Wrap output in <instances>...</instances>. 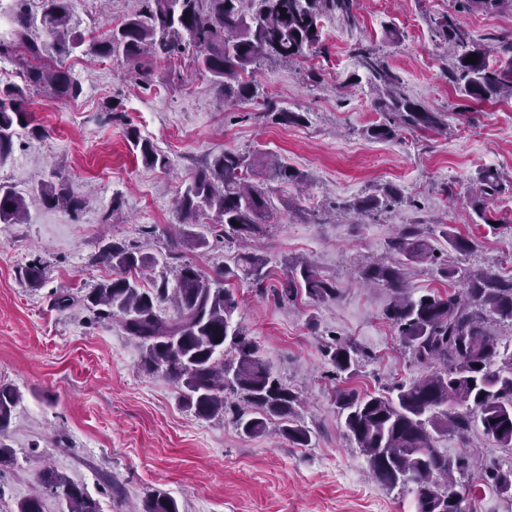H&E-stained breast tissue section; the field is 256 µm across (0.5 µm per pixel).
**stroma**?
I'll return each instance as SVG.
<instances>
[{"label": "stroma", "instance_id": "1", "mask_svg": "<svg viewBox=\"0 0 512 512\" xmlns=\"http://www.w3.org/2000/svg\"><path fill=\"white\" fill-rule=\"evenodd\" d=\"M139 0H74L72 25L85 38L119 25ZM454 13L472 39L494 47L512 38V11H454L453 0H357L354 22L321 20L322 46L264 66L254 85L278 109L302 113L295 124L274 122L260 106L223 101L191 57L152 59L148 83L123 61L79 52L58 58L82 83L77 99L28 89L32 126L16 138L0 165V184L26 199L25 223H0V383L21 401L12 414L10 464L0 468V512H17L49 464L98 500L101 512H142L148 494L173 497L180 512H415L412 494L374 482L365 456L344 434L337 389L372 392L411 381L431 367L415 361L384 311L392 293L363 288L357 266L386 262L397 229L434 220L474 243L460 267H489L512 276V97L470 101L449 82L454 57L435 22ZM375 48L400 79V89L442 126L404 129L378 141L369 129L384 122L379 89L354 57ZM137 131L166 154L167 169L147 167L128 134ZM255 159L251 181L263 183L269 157L288 163L301 184L273 193L267 230L252 241L268 258V285L287 273L286 261L311 259L338 288L336 300L306 296L278 304L229 274L224 285L238 301L234 314L276 376L305 399L301 420L312 432L298 448L270 429L248 437L231 422L199 419L178 388L146 371L137 342L86 301L115 271L99 254L108 243L163 260L183 231L175 212L178 190L224 150ZM496 170L502 192L474 201L471 187ZM63 186L84 202L70 211L46 205V185ZM400 187L402 202L367 216L337 210L340 202ZM432 261L412 265L415 295L460 289L437 273L448 256L440 236ZM43 267L39 282L24 270ZM73 299L63 310L54 294ZM350 341L372 353L348 378L332 379L325 348ZM451 455L477 450L480 465L512 466V451L482 432L440 435ZM466 512H512V497L485 486L480 473L459 488Z\"/></svg>", "mask_w": 512, "mask_h": 512}]
</instances>
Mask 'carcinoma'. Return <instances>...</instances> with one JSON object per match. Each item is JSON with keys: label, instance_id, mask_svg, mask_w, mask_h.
<instances>
[{"label": "carcinoma", "instance_id": "1", "mask_svg": "<svg viewBox=\"0 0 512 512\" xmlns=\"http://www.w3.org/2000/svg\"><path fill=\"white\" fill-rule=\"evenodd\" d=\"M140 10L101 37L85 40L70 27L72 0H41L40 11L30 0H15L9 16L10 28L0 35V59L20 66L24 85H0V164L11 155L19 130L30 125L25 108L26 90L49 87L60 98H76L81 83L67 70L39 64L41 49L25 40L39 29L48 35L61 56L76 51L101 57L139 61L144 56L170 57L186 48L196 52L200 73L210 76L224 101H250L254 92L238 81L239 73L265 60H288L319 48L320 19L326 14L351 17L354 0H142ZM470 10L493 11L512 0H459ZM448 44L456 49V63L448 79L463 85L472 101L482 103L507 92L512 95V38L495 47L501 65L487 63L488 50L473 42L469 34L448 17L438 22ZM477 55L475 63L466 58ZM358 65L387 90L378 107L389 113L388 122L368 131L370 138L386 140L401 126L434 128L441 124L436 112L396 92L398 77L375 52L356 50ZM144 164L166 169L167 156L136 131L129 133ZM250 156L226 150L200 169L179 194V223L196 224L206 211L215 215L209 234L180 236L163 264L167 273L153 289L140 286L141 271L156 260L139 255L116 243L107 246L100 260L119 276L98 285L86 300L103 316L119 321L127 335L141 348L144 368L174 383L185 405L204 420H222L227 412L226 395L241 398L232 411L236 428L248 437L266 432L272 420L281 423V433L292 443L307 448L311 431L299 416L300 397L273 376L256 342L244 327L232 323L238 307L233 293L220 279L229 269L210 275L184 259V250H205L208 236L229 244L259 235L272 209L273 184L300 179L289 166L276 162L265 170L268 186L249 181ZM498 173L488 169L480 177L479 192L499 191ZM46 204L79 209L83 202L68 189L52 186L43 192ZM402 199L395 185L380 193L345 204L356 214L377 211ZM27 216L24 196L0 185V222L18 224ZM448 248L465 255L471 240L446 228L441 230ZM393 259L360 267L363 283L392 292L386 317L397 327L403 344L413 357L438 369L418 380L400 383L383 392L361 394L340 389L336 407L344 416L345 433L366 457L372 478L389 489L400 487L413 494L417 512H465L463 498L455 490L459 480L475 466L470 455L449 456L434 445L443 432L466 435L480 428L503 448L512 449V351L500 350L499 339L490 330L493 322L512 324V278L490 271H466L462 288L445 296L435 293L419 297L407 291L406 267L427 258L431 252L426 232L413 224L394 236L389 245ZM237 266L264 292L267 258L238 251ZM318 302L336 299L334 282L307 259L292 262L282 288L273 293L280 303L293 302L299 293ZM171 303L175 315L159 313ZM328 361L339 376L352 375L367 358L358 346L334 343L327 347ZM20 395L0 384V467L11 461L12 448L4 441L12 412ZM490 484L502 495H512V467H493L485 472ZM39 491L18 505V512H43V496L62 501V512H101L84 488L67 475L42 470ZM143 512H179L177 502L167 496L148 497Z\"/></svg>", "mask_w": 512, "mask_h": 512}]
</instances>
